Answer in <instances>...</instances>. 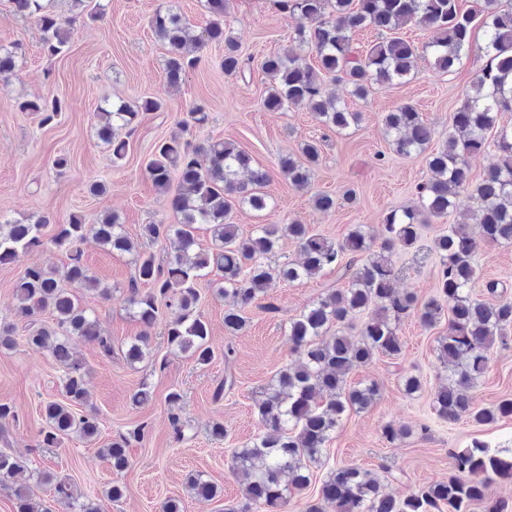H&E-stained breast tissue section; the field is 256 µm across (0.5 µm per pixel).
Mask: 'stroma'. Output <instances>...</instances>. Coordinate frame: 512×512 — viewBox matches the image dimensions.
<instances>
[{
	"mask_svg": "<svg viewBox=\"0 0 512 512\" xmlns=\"http://www.w3.org/2000/svg\"><path fill=\"white\" fill-rule=\"evenodd\" d=\"M100 2L105 6L104 17L78 21L68 52L51 58L42 48L36 26L15 15L10 0H0V45L18 43L25 51L16 77L0 80V221L31 214L54 218L43 230L41 247L0 267V323L17 328L15 347L0 351V402L10 403L17 414L9 424L5 446L29 458L34 467L50 470L78 494L99 497L112 481H119L125 494L120 501L106 504V512H160L170 498L180 500L183 512H227L242 502L241 485L231 470V453L258 433V392L292 361L289 324L335 283V273L327 270L317 278L270 289L259 305L247 309V327L229 336L224 332V301L215 293L222 273L212 270L198 285V311L210 326L214 360L200 366L170 352L165 336L170 314L165 311L148 330L151 359L132 366L123 360L121 349L145 330L128 312L129 287L135 276L131 257L103 251L94 238H87L81 245L83 261L112 295L104 300L77 284L69 290L95 312L102 330L112 338L114 351L106 356L95 345L72 339L87 369L88 405L100 419L101 434L91 442L74 435L58 448L39 447L38 439L45 425L44 403L62 396L63 371L47 351L27 343L25 322L15 313L17 281L33 263L59 270L66 266L67 254L53 238L58 225L70 217L91 226L104 211L115 212L137 243L142 241L144 225L174 223L167 199L153 186L146 165L156 144L179 132L194 142L208 138L233 142L249 153L254 167L270 171L266 191L273 206L262 212L238 209L234 222L244 233L294 219L336 242L358 224L380 229L391 209L418 205V188L430 177L424 156L400 158L390 150L381 122L383 113L413 104L434 126L437 140H444L452 113L485 63L483 32L475 30L472 53L451 73H439L429 59L422 58L409 81L377 88L364 100L349 97L345 83H328L329 91L364 115L359 127L336 134L309 112H269L262 106L268 79L260 63L287 46L299 24L278 0H232L224 17L226 30L238 37L242 55L249 61L250 76L225 75L220 67L224 49L213 44L188 69L176 92L166 86V46L149 24L164 0ZM55 97L64 99L67 108L48 124L42 123L38 113L17 108L25 99ZM144 97L160 98L163 107L144 118L130 138L125 158L113 161L111 150L95 134V112L106 99L133 103ZM198 104L205 106L208 123L185 127L190 110ZM308 140L320 143L321 155L312 189L305 192L279 173L277 162L281 155L298 153L301 143ZM96 180L107 186L104 197L88 190ZM315 192L335 197L336 209L316 210L311 201ZM347 194L352 195V202H344ZM448 224L445 217L432 220L424 225L415 245L394 257L404 271L400 287L415 290L421 299L437 293L440 265L434 239ZM476 264L474 291L480 298L492 294L487 290L492 283L497 286L494 294L512 298V243L481 245ZM446 332V323L427 327L417 317H407L399 327L404 343L399 359L379 356L353 369L349 382H376L380 398L367 410L344 419L328 442L322 463L312 466L309 486L289 495L278 512H304L307 502L316 499L327 473L338 466L371 470L382 491L401 501L424 487L447 481L449 449L467 447L475 439L495 448H512V417L478 424L469 419L449 423L435 415L436 339ZM488 357V368L473 391L479 408L512 399V348L492 347ZM229 370L235 375V386L223 398H215L214 391ZM409 375L419 376L423 383L422 390L411 396L402 385ZM144 381L151 386L152 399L133 406L131 397ZM173 390L182 395L175 410L167 401ZM174 412L186 428L187 440L175 437L170 421ZM216 420L223 421L227 432L221 441L212 440L209 432ZM390 423L411 428L412 436L387 440L383 429ZM123 434L132 438L130 465L118 475L100 450ZM191 472L203 473L217 484L221 496L211 501L191 498L185 489V478Z\"/></svg>",
	"mask_w": 512,
	"mask_h": 512,
	"instance_id": "obj_1",
	"label": "stroma"
}]
</instances>
